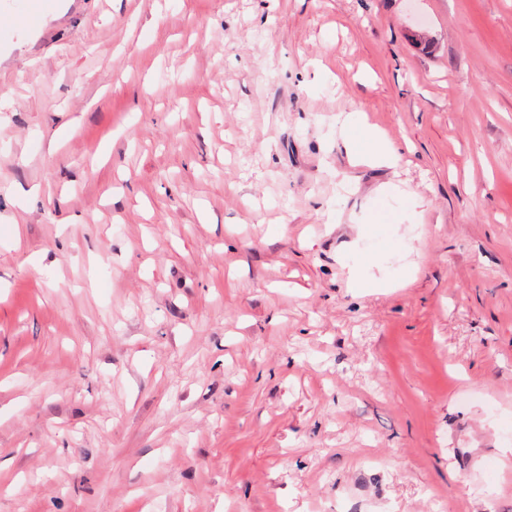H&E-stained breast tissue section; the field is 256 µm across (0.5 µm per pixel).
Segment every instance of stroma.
Masks as SVG:
<instances>
[{
	"label": "stroma",
	"mask_w": 512,
	"mask_h": 512,
	"mask_svg": "<svg viewBox=\"0 0 512 512\" xmlns=\"http://www.w3.org/2000/svg\"><path fill=\"white\" fill-rule=\"evenodd\" d=\"M0 512H512V0H0Z\"/></svg>",
	"instance_id": "stroma-1"
}]
</instances>
